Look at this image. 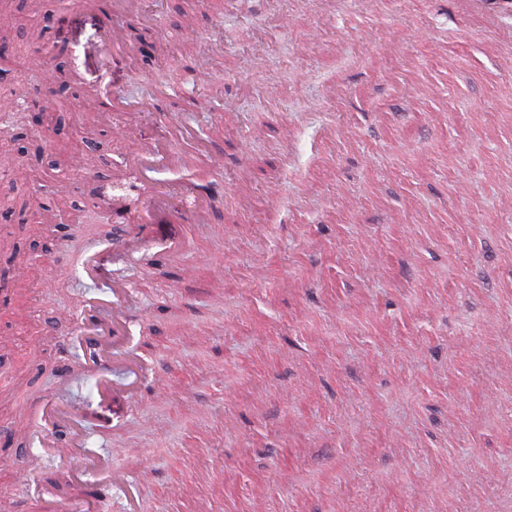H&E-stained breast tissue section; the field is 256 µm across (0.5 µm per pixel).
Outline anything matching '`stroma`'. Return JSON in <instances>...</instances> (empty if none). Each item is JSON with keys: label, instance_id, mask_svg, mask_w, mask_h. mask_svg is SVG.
Listing matches in <instances>:
<instances>
[{"label": "stroma", "instance_id": "1", "mask_svg": "<svg viewBox=\"0 0 512 512\" xmlns=\"http://www.w3.org/2000/svg\"><path fill=\"white\" fill-rule=\"evenodd\" d=\"M9 7L28 68L0 109L62 100L50 130L14 129L79 164L48 179L0 140V200L27 203L0 217V279L30 270L0 289V512L110 470L133 481L97 512H512L504 36L455 0H138L106 78L143 108L133 143L83 101L100 9ZM168 127L179 160L155 179L219 195L165 225L163 257L97 189ZM116 285L127 332L101 382L75 333ZM49 403L84 435L73 459L38 445Z\"/></svg>", "mask_w": 512, "mask_h": 512}]
</instances>
